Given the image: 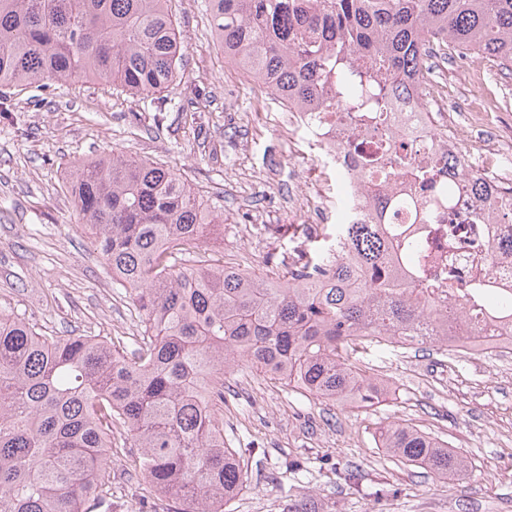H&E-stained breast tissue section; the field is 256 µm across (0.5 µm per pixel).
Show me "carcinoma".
<instances>
[{
	"label": "carcinoma",
	"mask_w": 512,
	"mask_h": 512,
	"mask_svg": "<svg viewBox=\"0 0 512 512\" xmlns=\"http://www.w3.org/2000/svg\"><path fill=\"white\" fill-rule=\"evenodd\" d=\"M224 57L302 112L375 114L425 89L429 60L467 52L512 75V0H206ZM171 0H0V88L100 81L142 100L179 77L185 46ZM410 174L433 196L427 171ZM386 178L363 161L365 183ZM79 226L129 290L144 332L119 352L96 336H46L0 310V512H112V431L178 512H224L248 481L224 445V378L247 363L333 405L372 406L358 349L386 336L446 347L426 289L403 276L380 224H338L271 280L199 256L224 220L182 176L112 153L75 167ZM346 241L349 262L327 267ZM490 316L512 295L477 286ZM399 461L440 478L467 470L448 443L392 422L375 434Z\"/></svg>",
	"instance_id": "carcinoma-1"
}]
</instances>
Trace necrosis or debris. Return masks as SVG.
<instances>
[{"label":"necrosis or debris","instance_id":"1","mask_svg":"<svg viewBox=\"0 0 512 512\" xmlns=\"http://www.w3.org/2000/svg\"><path fill=\"white\" fill-rule=\"evenodd\" d=\"M289 120L309 130L322 160L343 174L350 201L347 220L367 218L368 197L379 194L387 198L388 208L382 217L385 230L400 244H417L419 256L406 267L420 276L422 287L434 301V313L447 311L455 290L469 289L479 282L512 288V257L492 252L498 239L512 234V222L506 218L512 211V196L497 193L477 197L468 189V173L449 171L438 163L442 155L459 153L471 126L449 123L446 113L432 109L390 113L378 134L330 112H293ZM354 138L375 151L382 163L404 157L414 167L435 168L440 182L452 183L451 193L435 204V223H421L422 197L410 177L399 175L373 186L360 181L361 160L349 147ZM451 334L449 347L471 359L491 350L512 353V319L482 321L466 310Z\"/></svg>","mask_w":512,"mask_h":512}]
</instances>
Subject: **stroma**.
<instances>
[{
    "label": "stroma",
    "mask_w": 512,
    "mask_h": 512,
    "mask_svg": "<svg viewBox=\"0 0 512 512\" xmlns=\"http://www.w3.org/2000/svg\"><path fill=\"white\" fill-rule=\"evenodd\" d=\"M187 46L182 77L163 91L169 111L151 112L114 86L75 82L43 91L6 90L11 111L0 114V310L49 336H97L117 350L143 334L124 289L99 260L76 224L67 182L83 161L119 152L176 170L204 206L225 213L264 194L260 175L268 156L281 168L299 167L341 196L345 186L318 158L306 133L295 154L278 150L273 126L253 134L241 113L273 111L251 94L253 82L224 57L204 0H172ZM489 61L468 71L435 75L445 111L473 95L486 121L512 118V78L488 83ZM263 275L297 250L305 237L277 224L232 223L209 257ZM363 369L390 384V396L371 407L327 409L306 393L241 366L224 382V442L241 455L249 480L229 512H288L310 498L323 512H512V357L478 361L448 350L371 343L358 355ZM401 421L447 441L468 463L465 477L440 478L378 448L379 424ZM130 454L112 458V512H173L162 496H143Z\"/></svg>",
    "instance_id": "stroma-1"
}]
</instances>
